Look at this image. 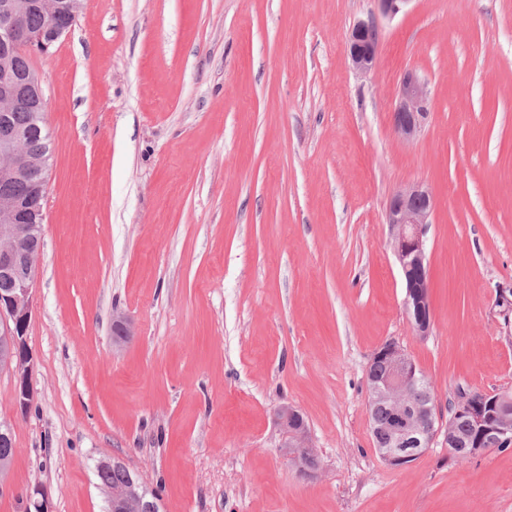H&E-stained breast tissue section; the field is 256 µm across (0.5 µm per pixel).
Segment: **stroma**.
<instances>
[{"mask_svg": "<svg viewBox=\"0 0 512 512\" xmlns=\"http://www.w3.org/2000/svg\"><path fill=\"white\" fill-rule=\"evenodd\" d=\"M373 21L375 68L346 36ZM53 160L34 313L33 403L0 373L15 453L0 512L41 486L103 512L123 458L164 512H512V448L464 461L436 437L378 453L367 367L396 340L436 414L457 388L512 391V0H88L31 57ZM426 83L409 143L400 79ZM428 185L432 321L415 334L389 243L391 193ZM134 325L115 344L114 315ZM299 410L318 471L282 454ZM400 101L392 112V128L401 140L411 142L430 114V99L425 82L412 70L403 74Z\"/></svg>", "mask_w": 512, "mask_h": 512, "instance_id": "obj_1", "label": "stroma"}]
</instances>
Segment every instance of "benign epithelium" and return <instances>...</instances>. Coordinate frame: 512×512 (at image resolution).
<instances>
[{
	"label": "benign epithelium",
	"mask_w": 512,
	"mask_h": 512,
	"mask_svg": "<svg viewBox=\"0 0 512 512\" xmlns=\"http://www.w3.org/2000/svg\"><path fill=\"white\" fill-rule=\"evenodd\" d=\"M86 7V0H0V181L24 180L32 184V192L26 196L0 194V275L13 281L8 292H0V372L16 379L15 400L22 411L27 410L33 398V363L26 332L34 309L36 263L44 221L41 201L46 197L50 155L44 151L31 155L27 150L29 132L8 122L12 112L42 109L32 96L40 88L36 73L29 71L18 79L10 59L16 51L47 53ZM30 10L41 12L53 22L38 31L21 27V15ZM377 53L373 25L356 24L347 38V56L353 69L370 72L376 65ZM429 114L425 82L414 71H406L400 83L399 104L392 112L394 134L412 141ZM434 206L431 190L422 183H413L393 192L386 209L391 247L406 285L405 310L419 336L428 335L431 326V318L423 317V313L431 312L426 233ZM381 354L391 360L392 372L385 380L369 385V403L384 402L392 410V442L381 449L380 455L389 465L399 467L429 447L439 429L426 426L432 414L417 412L407 402L406 391L426 383L416 363L395 340L388 341ZM503 398H507L505 391L502 397L487 403L475 401L468 393L456 399L455 413L469 415L475 428L473 454L486 451L484 443L489 439L498 445L512 442V429L498 421V404ZM277 417L283 430L285 455L301 471L312 468L314 452L306 427L296 423L298 411L284 405L278 409ZM100 490L111 512H161L160 499H147V489L137 476L120 487L102 484ZM24 510L51 512L41 488H27Z\"/></svg>",
	"instance_id": "benign-epithelium-1"
}]
</instances>
